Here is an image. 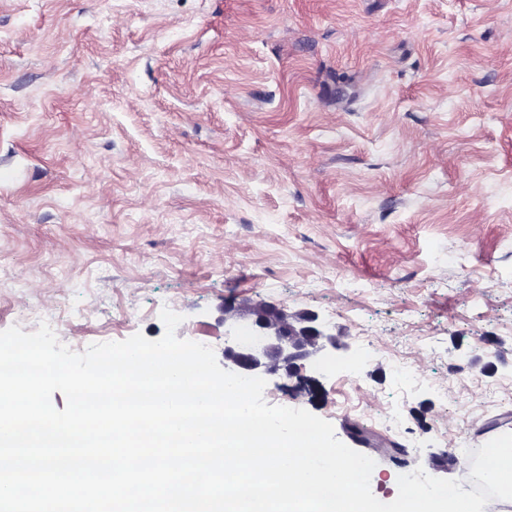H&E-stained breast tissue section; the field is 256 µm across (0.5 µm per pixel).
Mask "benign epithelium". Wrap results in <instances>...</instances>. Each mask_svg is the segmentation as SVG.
<instances>
[{
    "mask_svg": "<svg viewBox=\"0 0 512 512\" xmlns=\"http://www.w3.org/2000/svg\"><path fill=\"white\" fill-rule=\"evenodd\" d=\"M224 366L243 376L254 377L284 370L286 377L298 378L305 362L330 346L340 347L338 339L315 325L313 313L290 314L283 309L258 305L253 336L245 341L232 334L236 326V310L224 304Z\"/></svg>",
    "mask_w": 512,
    "mask_h": 512,
    "instance_id": "7a95c632",
    "label": "benign epithelium"
}]
</instances>
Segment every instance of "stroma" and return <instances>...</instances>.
Instances as JSON below:
<instances>
[{
    "label": "stroma",
    "instance_id": "stroma-1",
    "mask_svg": "<svg viewBox=\"0 0 512 512\" xmlns=\"http://www.w3.org/2000/svg\"><path fill=\"white\" fill-rule=\"evenodd\" d=\"M224 357L222 307L342 347L264 399L370 486L512 433V0H0V331Z\"/></svg>",
    "mask_w": 512,
    "mask_h": 512
}]
</instances>
